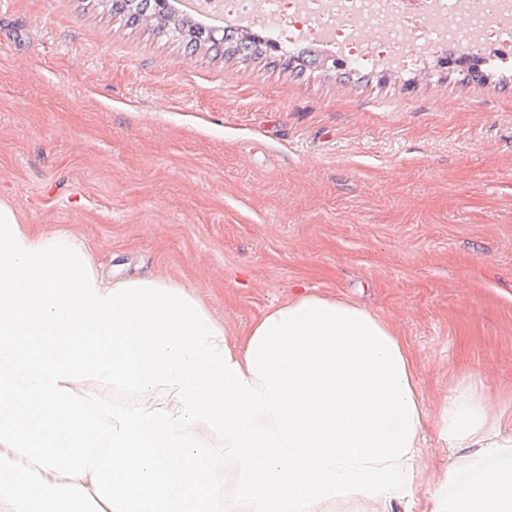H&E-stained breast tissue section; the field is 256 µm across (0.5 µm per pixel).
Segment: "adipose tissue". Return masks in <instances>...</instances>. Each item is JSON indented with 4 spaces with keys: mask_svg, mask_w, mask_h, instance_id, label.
Here are the masks:
<instances>
[{
    "mask_svg": "<svg viewBox=\"0 0 512 512\" xmlns=\"http://www.w3.org/2000/svg\"><path fill=\"white\" fill-rule=\"evenodd\" d=\"M375 324L397 344L416 405V435L399 467L416 462L433 429L443 446L470 451V475L447 479L426 499L423 512H512V427L493 418L488 396L461 377L435 415H428L417 388L413 355L406 339L382 317ZM0 512H111L96 495L91 478L48 473L0 443Z\"/></svg>",
    "mask_w": 512,
    "mask_h": 512,
    "instance_id": "adipose-tissue-1",
    "label": "adipose tissue"
}]
</instances>
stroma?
Returning <instances> with one entry per match:
<instances>
[{"label": "stroma", "mask_w": 512, "mask_h": 512, "mask_svg": "<svg viewBox=\"0 0 512 512\" xmlns=\"http://www.w3.org/2000/svg\"><path fill=\"white\" fill-rule=\"evenodd\" d=\"M0 199L104 280L190 286L229 340L302 281L406 338L429 412L465 373L512 408V60L365 80L0 0ZM418 469L420 504L469 474L435 441Z\"/></svg>", "instance_id": "35a3bbf8"}]
</instances>
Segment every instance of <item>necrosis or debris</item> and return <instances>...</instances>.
<instances>
[{
    "label": "necrosis or debris",
    "instance_id": "necrosis-or-debris-1",
    "mask_svg": "<svg viewBox=\"0 0 512 512\" xmlns=\"http://www.w3.org/2000/svg\"><path fill=\"white\" fill-rule=\"evenodd\" d=\"M195 10L242 27L273 18L272 41L311 43L361 68L399 70L417 45L490 63L512 55V0H196Z\"/></svg>",
    "mask_w": 512,
    "mask_h": 512
}]
</instances>
